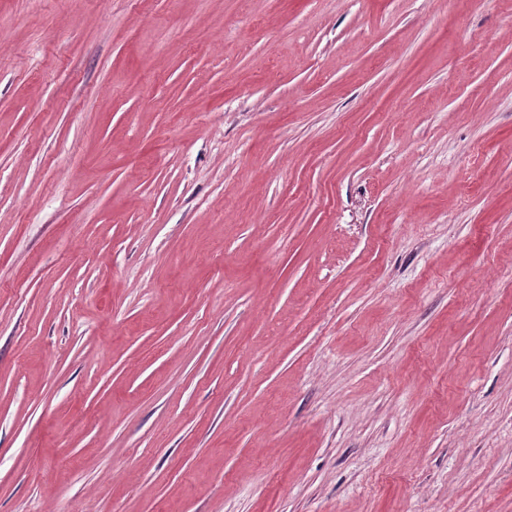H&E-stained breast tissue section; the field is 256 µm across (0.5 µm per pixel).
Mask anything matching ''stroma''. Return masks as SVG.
<instances>
[{
    "mask_svg": "<svg viewBox=\"0 0 512 512\" xmlns=\"http://www.w3.org/2000/svg\"><path fill=\"white\" fill-rule=\"evenodd\" d=\"M0 512H512V0H0Z\"/></svg>",
    "mask_w": 512,
    "mask_h": 512,
    "instance_id": "1",
    "label": "stroma"
}]
</instances>
